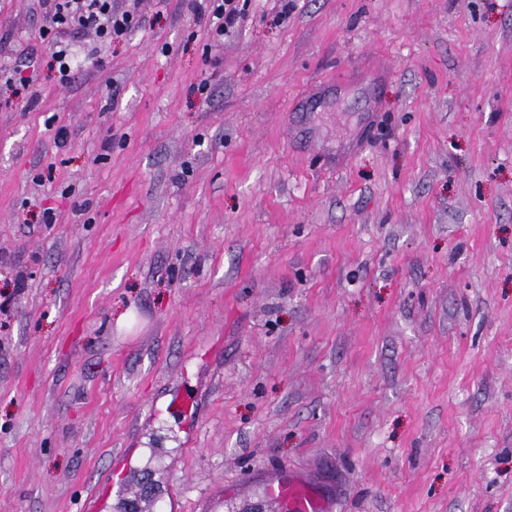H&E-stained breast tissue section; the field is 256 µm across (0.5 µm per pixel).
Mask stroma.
Wrapping results in <instances>:
<instances>
[{"label":"stroma","mask_w":512,"mask_h":512,"mask_svg":"<svg viewBox=\"0 0 512 512\" xmlns=\"http://www.w3.org/2000/svg\"><path fill=\"white\" fill-rule=\"evenodd\" d=\"M199 2L0 0V512H512V0ZM53 16L56 27L43 30L42 36L50 44L52 60L60 80L70 77L68 45L60 38L67 30L90 33L96 38L110 41L126 38L135 28L136 17L131 10H119L112 0H53ZM200 3V18H205L209 30L216 39H223L241 25L245 17L246 0L240 6V0H204ZM270 495L288 505L289 512H331L334 499L295 472L279 474L269 481Z\"/></svg>","instance_id":"obj_1"}]
</instances>
